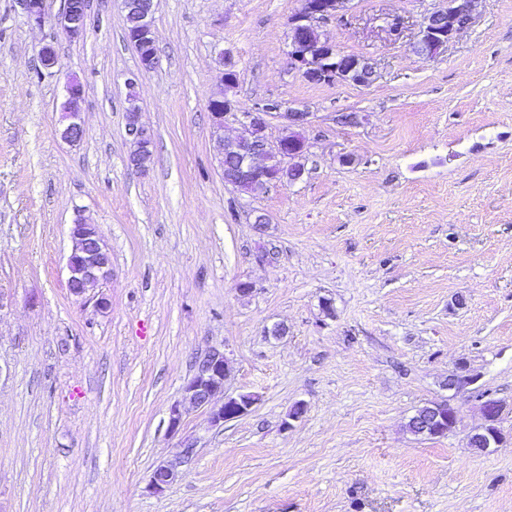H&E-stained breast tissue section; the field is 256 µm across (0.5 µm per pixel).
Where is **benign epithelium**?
<instances>
[{"instance_id": "benign-epithelium-1", "label": "benign epithelium", "mask_w": 512, "mask_h": 512, "mask_svg": "<svg viewBox=\"0 0 512 512\" xmlns=\"http://www.w3.org/2000/svg\"><path fill=\"white\" fill-rule=\"evenodd\" d=\"M124 16L127 39L135 48L139 68L154 70L159 58L154 37V0H118ZM477 0H448L445 8L434 10L424 16L417 39L410 44L411 51L422 58H433L457 33L467 28L474 19ZM27 23L42 28L50 23L75 41L84 37L88 25L87 0H65L63 11L51 18L45 11V0H20ZM345 0H301V7L288 20V59L291 68L306 79L323 83L348 81L356 85H367L375 76L374 64L361 56L347 57L336 46L320 40L311 43L310 33L320 28L326 20L336 16ZM130 107L127 114L126 133L135 150L129 155L130 166L140 169L150 158L151 136L140 124L139 107L134 94L135 80H127ZM83 85L76 78L66 87V98L61 105L60 137L75 144L83 140L85 127L81 119L79 104L83 99ZM232 104L224 99L209 102V120L218 131L224 130V115L230 113ZM310 113L305 110L282 107L271 112L255 106L242 112L241 133L232 140H220V146L228 149L235 158L234 186H245L267 176L268 157L275 155L283 167L293 171L290 182L299 181L303 173L296 171L295 159L307 151L304 141L297 138H282L271 144L265 132L271 120L278 118L289 127H301L308 122ZM72 250L67 259L68 277L66 288L70 295L85 298L112 276V259L104 236L96 224H88L77 218L71 227ZM231 373L229 360L224 351L214 348L201 358L193 376L183 388L182 400L175 402L169 410L168 426L177 432L181 426L185 405L208 409L211 423L224 422L246 414L256 397L252 394L237 396L225 394V384ZM444 403L434 402L431 408L419 414L416 421L424 432L432 434L444 426L454 428L458 413L443 410ZM484 425L470 435V447L483 453L491 452L502 441L497 423L503 414V406L494 399L483 402ZM178 477L176 465L166 462L158 465L149 479V486L156 493L163 492Z\"/></svg>"}]
</instances>
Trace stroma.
Segmentation results:
<instances>
[{"mask_svg": "<svg viewBox=\"0 0 512 512\" xmlns=\"http://www.w3.org/2000/svg\"><path fill=\"white\" fill-rule=\"evenodd\" d=\"M300 6L156 0L145 73L117 0H89L78 41L0 0V512H512V0H479L430 59L410 44L440 0H349L322 32L376 61L367 86L291 69ZM72 76L75 146L57 132ZM131 78L154 139L142 170L127 161ZM221 95L238 108L228 138L255 103L307 110V175L226 185L208 118ZM78 214L112 254L103 311L66 289ZM214 346L227 394L254 405L220 426L191 407L170 433ZM452 374L476 382L455 392ZM486 395L504 440L483 454L467 441ZM433 402L457 407L456 428L411 433ZM186 437L192 457L152 492ZM178 477L176 465L172 462H166L158 465L152 472L149 479V486L155 493H162Z\"/></svg>", "mask_w": 512, "mask_h": 512, "instance_id": "35a3bbf8", "label": "stroma"}]
</instances>
